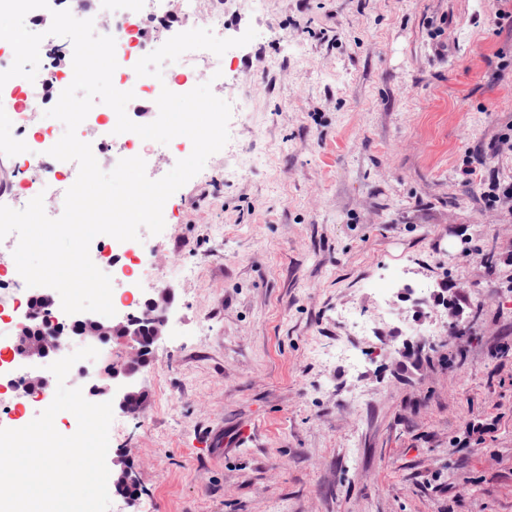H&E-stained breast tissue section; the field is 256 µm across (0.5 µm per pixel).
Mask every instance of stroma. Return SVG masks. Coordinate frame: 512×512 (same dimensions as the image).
<instances>
[{"label":"stroma","instance_id":"35a3bbf8","mask_svg":"<svg viewBox=\"0 0 512 512\" xmlns=\"http://www.w3.org/2000/svg\"><path fill=\"white\" fill-rule=\"evenodd\" d=\"M250 28L247 111L139 231L174 300L109 512H512V0H224ZM116 463L120 465V468L116 470L114 484L120 490H125L127 488L136 489L135 494L124 495V497L127 498L130 502H136L142 493L141 485L136 471L131 467L130 462L124 459L122 456H119L118 459H116Z\"/></svg>","mask_w":512,"mask_h":512}]
</instances>
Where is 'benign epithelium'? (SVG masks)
<instances>
[{
    "instance_id": "obj_1",
    "label": "benign epithelium",
    "mask_w": 512,
    "mask_h": 512,
    "mask_svg": "<svg viewBox=\"0 0 512 512\" xmlns=\"http://www.w3.org/2000/svg\"><path fill=\"white\" fill-rule=\"evenodd\" d=\"M174 297L173 289L160 288L156 295L145 299L135 313L112 317V321H94L93 331L82 336L86 342H113L122 350L121 359L109 363L99 373L104 384H93L90 393L93 395L112 394V405L122 414L138 418L147 407V391L136 385L135 377L141 368L152 358L154 347L164 337L167 327V310ZM59 340L53 332L41 330L32 336L27 328H22L16 353L22 359L37 363L58 348ZM116 463L115 485L121 490L136 489V493L127 494L131 502L138 500L142 493L136 471L130 462L118 457Z\"/></svg>"
}]
</instances>
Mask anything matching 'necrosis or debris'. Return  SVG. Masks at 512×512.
Segmentation results:
<instances>
[{
    "label": "necrosis or debris",
    "mask_w": 512,
    "mask_h": 512,
    "mask_svg": "<svg viewBox=\"0 0 512 512\" xmlns=\"http://www.w3.org/2000/svg\"><path fill=\"white\" fill-rule=\"evenodd\" d=\"M200 0H86L79 19L93 20L96 32L112 36L118 66L112 82L116 89L133 91L131 111L147 109L157 112L156 100L162 89L176 94L190 92L199 83L211 80L224 68V60L208 50L185 52L162 78L137 76L134 66L152 49L146 38V21L158 13L175 14L183 30L208 28L216 36L224 34L223 9H201ZM73 45L68 38H46L39 53L35 80L22 77L10 79L0 87V114L6 115L15 130L11 147L15 160L14 189L1 203L14 209L24 208L38 193H46L45 212L59 217L63 211L66 191L78 175L72 161H60L49 154L60 135L57 128L41 126L38 117L57 103L61 92L74 76ZM117 115L104 103H95L77 129L81 141L90 143L93 154L109 153L110 165L132 156L151 160L158 142L141 139L136 133H115Z\"/></svg>",
    "instance_id": "necrosis-or-debris-1"
}]
</instances>
